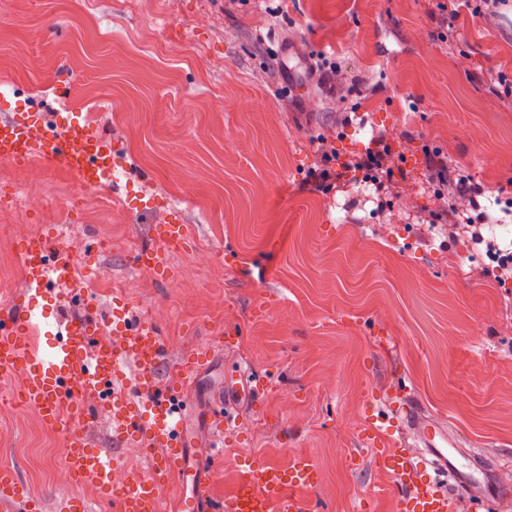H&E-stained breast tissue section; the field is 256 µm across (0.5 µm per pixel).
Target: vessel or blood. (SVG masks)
<instances>
[{"label": "vessel or blood", "mask_w": 512, "mask_h": 512, "mask_svg": "<svg viewBox=\"0 0 512 512\" xmlns=\"http://www.w3.org/2000/svg\"><path fill=\"white\" fill-rule=\"evenodd\" d=\"M32 155L60 163L89 189H112L120 181L111 142L88 123L71 118L50 129L37 112L0 118V158ZM192 232L180 212H173L164 226L165 248L180 246ZM21 274L22 294L0 310V373L23 372L24 406L50 427L68 425L63 461L77 476L93 477L109 490L115 512H207L210 485L202 476L204 460L189 453L201 440L188 431L189 404L184 398L194 381V361L168 364L160 331L147 318L132 324L124 314H113L111 334L98 336L85 318H52L38 311L36 300L50 287L73 298L83 296L67 239H60L54 250L41 238L25 241ZM164 369L173 377L175 389H159L157 377ZM89 392L110 412L114 443L149 436L156 449L149 476L113 487L116 458L89 447L79 428L88 416L81 401ZM396 414L415 431L419 449L405 452L392 428L373 422L367 427V441L378 467L403 489L397 512H450L449 492L478 491L475 475L486 472L484 460L473 453L458 458L450 431L438 421L420 418L412 400H405ZM315 475V463L304 454L294 455L285 466L242 457L237 481L224 500L225 512H302L303 503L294 492L312 484ZM171 476L178 478L182 491L175 501L165 503L157 497L155 485ZM41 510L39 503L25 498L15 474L0 477V512Z\"/></svg>", "instance_id": "1"}]
</instances>
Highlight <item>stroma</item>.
<instances>
[{
    "mask_svg": "<svg viewBox=\"0 0 512 512\" xmlns=\"http://www.w3.org/2000/svg\"><path fill=\"white\" fill-rule=\"evenodd\" d=\"M443 2L0 0V113L88 122L127 173L81 207L56 163L44 165L47 205L30 207L22 182L0 187L33 237L86 240L76 268L108 273L87 300L56 306L100 335L120 304L155 317L174 360L224 342L192 394L193 424L226 408L242 421L209 467L212 512L239 453L271 448L279 464L314 461L315 488L297 492L305 512H393L400 489L363 430L405 392L512 480V279L491 277L484 243L421 221L437 206L427 148L485 186L471 217L512 207V10L488 23L461 11L446 33ZM18 42L31 60L14 58ZM322 62L347 68L343 101ZM379 130L408 158L400 196L303 188L316 138L349 153ZM176 210L195 234L137 278L134 255L160 247ZM199 246L213 265L194 263ZM81 430L129 464L105 406ZM66 443L14 385L0 392V467L42 512H60L47 469Z\"/></svg>",
    "mask_w": 512,
    "mask_h": 512,
    "instance_id": "35a3bbf8",
    "label": "stroma"
}]
</instances>
